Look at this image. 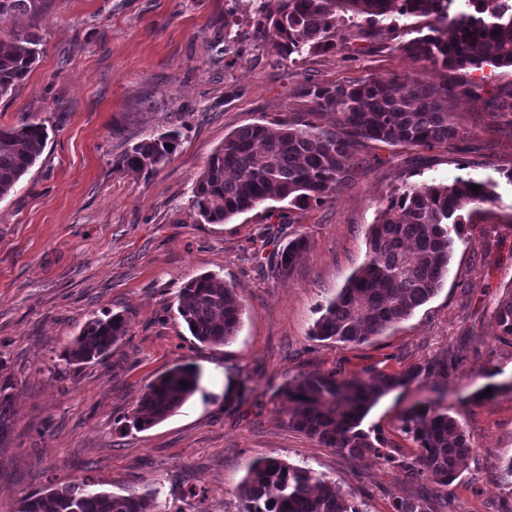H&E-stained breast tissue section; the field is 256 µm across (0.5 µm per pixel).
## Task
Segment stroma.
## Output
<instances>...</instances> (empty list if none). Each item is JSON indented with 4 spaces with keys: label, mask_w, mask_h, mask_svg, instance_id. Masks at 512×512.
<instances>
[{
    "label": "stroma",
    "mask_w": 512,
    "mask_h": 512,
    "mask_svg": "<svg viewBox=\"0 0 512 512\" xmlns=\"http://www.w3.org/2000/svg\"><path fill=\"white\" fill-rule=\"evenodd\" d=\"M240 23L224 40V15ZM250 0H54L37 17L0 24L36 33L28 77L0 98V126L42 123L35 165L0 198V395L11 427L0 436V512L52 485L87 480L115 494L154 491L173 512H239L249 464L275 456L322 473L365 512L436 490L393 465L350 459L288 423L286 384L313 374H398L453 355L448 376H420L382 397L364 427L388 452L417 448L401 415L435 403L457 417L472 452L448 489L446 512H512L492 479L512 455V344L494 310L512 288V124L496 117L511 68H485L479 98L452 90L448 121L467 129L450 149L370 141L336 199L302 209L268 202L223 224H197L191 189L226 135L261 123L306 121L308 91L375 77L438 82L440 71L397 50L393 30L352 51L283 59L258 32ZM171 129L170 161L130 174L115 158ZM493 183L497 198L456 240L437 293L362 344L319 341L318 309L362 265L368 228L397 189L455 178ZM309 247L287 277L268 258L294 234ZM214 273L234 288L242 316L222 345L197 342L177 314L191 278ZM123 314L128 331L101 362L63 353L94 316ZM197 391L164 421L133 428L142 390L175 365Z\"/></svg>",
    "instance_id": "1"
}]
</instances>
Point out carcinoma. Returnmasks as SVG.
<instances>
[{
  "label": "carcinoma",
  "instance_id": "1",
  "mask_svg": "<svg viewBox=\"0 0 512 512\" xmlns=\"http://www.w3.org/2000/svg\"><path fill=\"white\" fill-rule=\"evenodd\" d=\"M53 0H0V23L34 17ZM266 0L255 12L266 16L279 37L284 58L307 53L348 50L347 37L376 38L392 15L412 18L428 34L397 44L417 60L444 71L512 67V0H279L273 14ZM40 39L12 31L0 37V98L12 93L30 73L39 54ZM314 119L299 127L282 123L275 134L263 124L232 131L210 156L196 179L189 199L196 222L222 224L264 201H288L297 208L323 205L353 180L351 160L366 141L415 149L449 148L467 131L448 123V78L425 84L414 77L317 87ZM336 113L332 129L315 117ZM180 133L173 130L140 142L117 157L114 165L126 172H153L168 163ZM46 130L25 122L0 128V198L20 182L39 156ZM479 186L472 190L471 186ZM493 185L474 179L406 185L392 194L370 226L369 248L363 264L336 296L320 308L311 336L362 344L407 318L438 291L452 253L454 238L464 226L495 201ZM308 239L299 234L271 253V272L289 275ZM177 313L191 336L202 344L223 345L236 335L241 303L224 280L212 273L189 280L180 289ZM497 339L512 344V291L497 305ZM127 321L116 313L88 320L68 346V363L102 361L113 344L127 333ZM454 359L430 367H411L402 374H372L366 378L309 375L280 389L295 402L288 419L295 429L317 438L327 448L353 460L371 457L399 468L410 482L431 481L448 491L467 460L471 445L461 423L434 404H416L402 414L419 453L396 458L383 451L384 440L363 427L375 401L422 372L448 374ZM186 385H181V382ZM198 387V376L187 365L159 376L139 394L131 423L137 429L162 422L181 408ZM90 483L51 486L21 499L17 512H163L151 493L115 495L92 491ZM241 512H364L350 494L312 468L279 457L254 461L240 487ZM448 499H405L394 512H438Z\"/></svg>",
  "mask_w": 512,
  "mask_h": 512
}]
</instances>
